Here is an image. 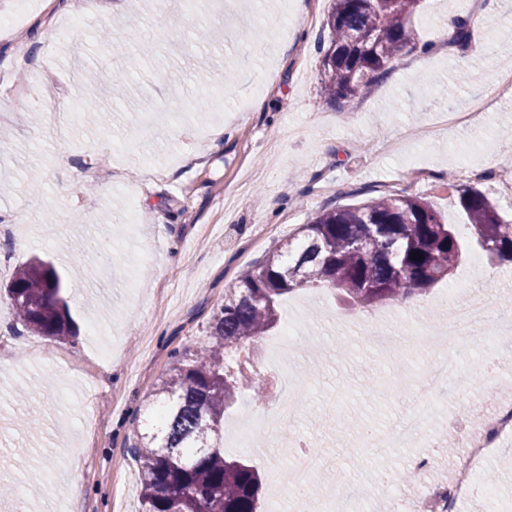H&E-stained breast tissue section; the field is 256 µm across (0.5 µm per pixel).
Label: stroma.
<instances>
[{"instance_id":"1","label":"stroma","mask_w":512,"mask_h":512,"mask_svg":"<svg viewBox=\"0 0 512 512\" xmlns=\"http://www.w3.org/2000/svg\"><path fill=\"white\" fill-rule=\"evenodd\" d=\"M253 2L153 0L145 11L140 0H55L0 40V224L24 232L23 245L0 242V287L28 259L51 261L71 283L78 332L61 343L29 333L0 296V512H140L134 448L171 353L200 346L239 272L322 209L413 195L462 225L453 176L512 220V137L499 132L512 96L468 128L441 120L486 96L512 59V0H422L411 22L433 52L402 54L340 108L322 98L318 28L282 18L280 0ZM457 18L469 19L471 38L452 50L446 22ZM132 56L138 67L87 96L84 70L110 73ZM182 152L197 161L171 165ZM467 164L484 178H466ZM480 273L488 318L512 315V263L485 261ZM443 292L365 312L324 289L283 299L282 324L298 328L288 358L304 406L280 441L258 425L251 452L224 454L285 471L292 436L322 464L306 498L263 490V512H302L337 477L370 486L384 467L413 498L407 453L379 459L377 438L411 413L398 388L427 374L435 353L412 357L402 342L382 355L360 324L438 325ZM494 392L512 396V367L473 377L434 430ZM480 480L495 500L461 512H512V440Z\"/></svg>"}]
</instances>
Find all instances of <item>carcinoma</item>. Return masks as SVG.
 Instances as JSON below:
<instances>
[{
    "label": "carcinoma",
    "mask_w": 512,
    "mask_h": 512,
    "mask_svg": "<svg viewBox=\"0 0 512 512\" xmlns=\"http://www.w3.org/2000/svg\"><path fill=\"white\" fill-rule=\"evenodd\" d=\"M419 2L332 0L322 25L327 36L317 41L326 101L356 98L389 74L403 51L418 48L409 18ZM460 204L466 240L424 199L385 196L320 211L300 227V252L279 246L245 270L208 323L207 342L173 352L153 394L162 416L135 448L143 512H260L257 470L225 459L214 437L242 391L260 402L266 387L257 380L242 385L226 359L269 335L279 322L280 301L295 290L331 288L366 309L449 280L471 244L492 261H512V232L503 229L495 204L469 188ZM370 224L378 229L369 230ZM413 252L423 259H411ZM7 296L32 333L58 342L72 337L67 284L51 263L33 259L19 266Z\"/></svg>",
    "instance_id": "obj_1"
}]
</instances>
